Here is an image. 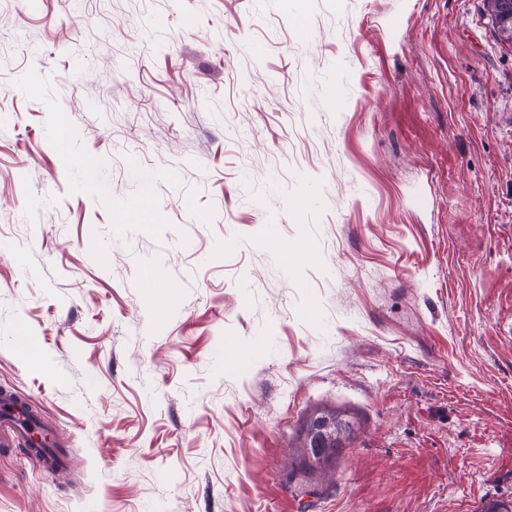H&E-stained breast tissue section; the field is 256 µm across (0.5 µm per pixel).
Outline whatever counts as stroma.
<instances>
[{
  "instance_id": "35a3bbf8",
  "label": "stroma",
  "mask_w": 512,
  "mask_h": 512,
  "mask_svg": "<svg viewBox=\"0 0 512 512\" xmlns=\"http://www.w3.org/2000/svg\"><path fill=\"white\" fill-rule=\"evenodd\" d=\"M3 390L66 463L0 427V512L512 500V46L484 0H0ZM324 406L357 431L310 494ZM347 417L346 412L324 407L317 409L302 425L294 453L298 460L296 472L310 487L331 483L336 466L328 459L312 460L309 445H313L314 439L317 438L324 445L329 443L330 448H344L346 442L351 441L356 435L355 424ZM313 431H316V434L310 443L309 437Z\"/></svg>"
}]
</instances>
